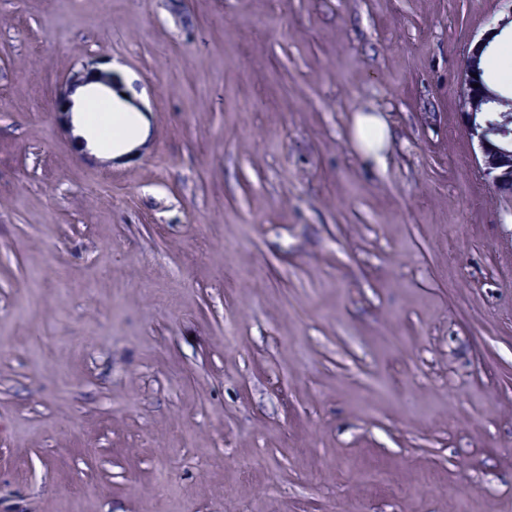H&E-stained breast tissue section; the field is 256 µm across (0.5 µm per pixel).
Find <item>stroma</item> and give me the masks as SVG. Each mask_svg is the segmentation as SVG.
<instances>
[{"label":"stroma","mask_w":512,"mask_h":512,"mask_svg":"<svg viewBox=\"0 0 512 512\" xmlns=\"http://www.w3.org/2000/svg\"><path fill=\"white\" fill-rule=\"evenodd\" d=\"M511 6L0 0V512H512V198L460 97ZM93 55L143 155L62 135ZM109 61V59L103 57H92L82 62L79 67L73 68L68 73L56 92L57 121L70 140L81 142L83 150H86L87 142L81 136L75 137L73 135L74 126L72 122L73 108L78 112L82 107L89 108L90 104V100L86 97L85 89L80 88H85L91 84H99L111 92H115L120 99L124 100L122 89L113 82L112 69L102 67L108 64ZM390 132L380 115L371 112H356L353 116L351 139L356 148L375 165L384 167L385 151Z\"/></svg>","instance_id":"obj_1"}]
</instances>
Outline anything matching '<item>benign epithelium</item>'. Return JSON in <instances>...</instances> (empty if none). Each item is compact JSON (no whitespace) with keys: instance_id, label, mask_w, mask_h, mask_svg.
<instances>
[{"instance_id":"benign-epithelium-1","label":"benign epithelium","mask_w":512,"mask_h":512,"mask_svg":"<svg viewBox=\"0 0 512 512\" xmlns=\"http://www.w3.org/2000/svg\"><path fill=\"white\" fill-rule=\"evenodd\" d=\"M511 23L512 9L503 18L490 23L488 34L467 50L461 75L464 115L469 126L470 136L478 143L480 171L486 179L491 181L499 193L510 196H512V150L495 147L493 141L497 140V131L488 126L483 127L475 121L479 106L491 99L492 92H486L480 87L475 88L473 84L477 83L475 73L480 56L490 47L494 35ZM108 63L109 60L103 57H92L82 62L79 67L68 73L56 92L58 123L69 139H75L83 145L86 144V140L73 135V95L76 91L91 84H98L116 93L118 97H123L122 89L113 82L112 70L106 67Z\"/></svg>"}]
</instances>
